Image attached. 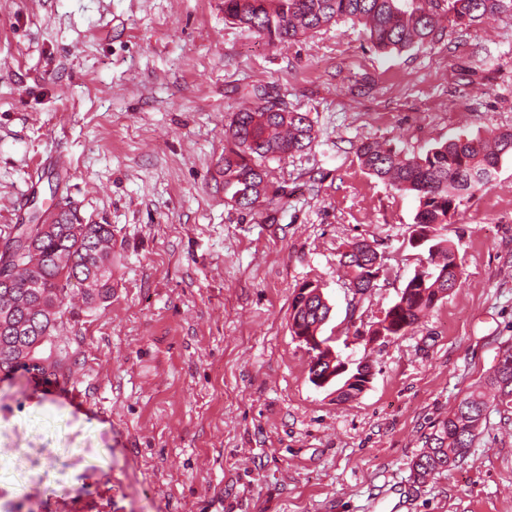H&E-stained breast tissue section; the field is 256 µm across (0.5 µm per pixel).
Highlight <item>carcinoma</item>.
<instances>
[{
  "label": "carcinoma",
  "mask_w": 512,
  "mask_h": 512,
  "mask_svg": "<svg viewBox=\"0 0 512 512\" xmlns=\"http://www.w3.org/2000/svg\"><path fill=\"white\" fill-rule=\"evenodd\" d=\"M456 20L470 26L486 18L512 12V0H418L405 9L400 0H224V15L270 43H290L339 21L363 27L371 46L381 52H401L433 39L440 2ZM254 107L233 114L224 128V194L229 203L251 209L269 196L267 160H282L302 152L315 140L313 121L306 112L268 106L279 95L268 87L247 92ZM362 168L399 192L415 196L414 226L427 230L423 244L428 256L402 289L399 302L376 323L375 336L401 337L419 322L448 291L455 288L462 266L457 249L442 230L463 201L495 178L501 161L512 156V130L492 131L486 137H453L421 155H409L378 141L356 146ZM36 234L38 256L24 239ZM339 264L351 287L364 295L375 287L373 273L380 255L366 239L350 244ZM0 269L11 286L0 289V371L18 367L45 372L46 359L37 356L64 315L73 285L82 286L83 302L91 307L112 296V226L109 224H54L41 231L22 224L0 250ZM306 309L292 314L304 331L320 334L330 307L319 287ZM487 385L496 392L504 411L512 409V347L502 349ZM484 393L465 395L426 437L427 448L411 467L415 483L456 465L470 453L476 432L486 420Z\"/></svg>",
  "instance_id": "cac0c4a2"
}]
</instances>
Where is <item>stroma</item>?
Wrapping results in <instances>:
<instances>
[{
  "label": "stroma",
  "instance_id": "1",
  "mask_svg": "<svg viewBox=\"0 0 512 512\" xmlns=\"http://www.w3.org/2000/svg\"><path fill=\"white\" fill-rule=\"evenodd\" d=\"M276 89L316 139L267 162L273 203L228 205L224 126ZM512 128V13L376 51L340 22L272 45L224 0H0V235L50 208L112 227V296H73L46 374L0 372V512H512V418L490 406L469 456L426 483L433 425L512 343V158L443 235L463 275L407 335L369 345L425 253L417 202L355 154H422ZM382 257L354 294L339 259ZM333 349L372 368L337 402L291 331L304 283ZM89 405L77 409L66 390ZM41 410V424L30 420Z\"/></svg>",
  "mask_w": 512,
  "mask_h": 512
}]
</instances>
